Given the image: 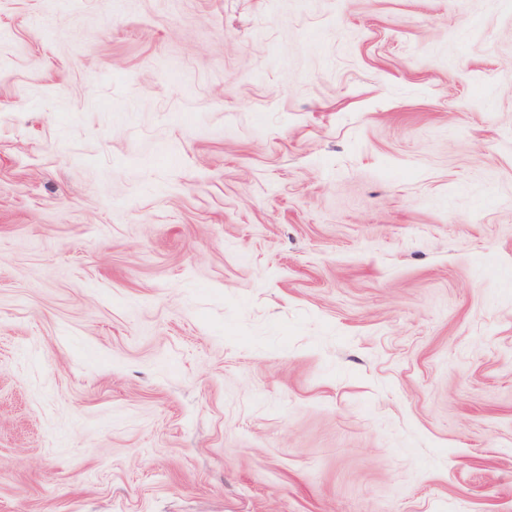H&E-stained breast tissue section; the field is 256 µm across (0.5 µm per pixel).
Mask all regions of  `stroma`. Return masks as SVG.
I'll return each instance as SVG.
<instances>
[{"instance_id":"1","label":"stroma","mask_w":512,"mask_h":512,"mask_svg":"<svg viewBox=\"0 0 512 512\" xmlns=\"http://www.w3.org/2000/svg\"><path fill=\"white\" fill-rule=\"evenodd\" d=\"M0 512H512V0H0Z\"/></svg>"}]
</instances>
